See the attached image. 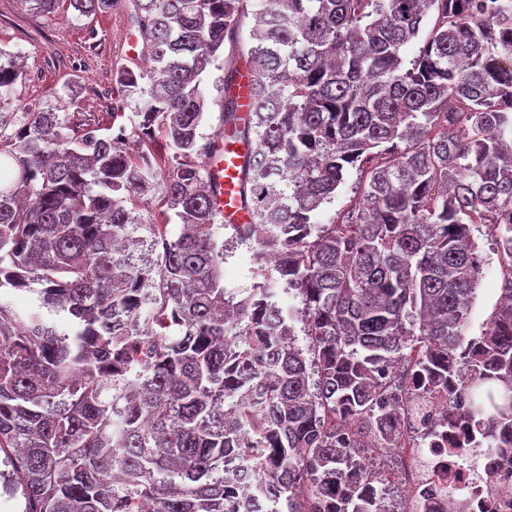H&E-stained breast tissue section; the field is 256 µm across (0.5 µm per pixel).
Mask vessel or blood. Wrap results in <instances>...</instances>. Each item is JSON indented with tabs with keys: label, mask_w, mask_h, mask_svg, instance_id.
Returning a JSON list of instances; mask_svg holds the SVG:
<instances>
[{
	"label": "vessel or blood",
	"mask_w": 512,
	"mask_h": 512,
	"mask_svg": "<svg viewBox=\"0 0 512 512\" xmlns=\"http://www.w3.org/2000/svg\"><path fill=\"white\" fill-rule=\"evenodd\" d=\"M219 153L212 159L215 174V207L228 224H244L250 217L240 199V167L244 147L232 139L218 145Z\"/></svg>",
	"instance_id": "vessel-or-blood-1"
}]
</instances>
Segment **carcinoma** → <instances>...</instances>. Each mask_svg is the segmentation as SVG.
<instances>
[{
    "instance_id": "cac0c4a2",
    "label": "carcinoma",
    "mask_w": 512,
    "mask_h": 512,
    "mask_svg": "<svg viewBox=\"0 0 512 512\" xmlns=\"http://www.w3.org/2000/svg\"><path fill=\"white\" fill-rule=\"evenodd\" d=\"M248 2L69 0L81 16L128 10L142 52L114 77L117 108L135 102L156 144L140 155L122 125L3 111L23 69L0 49V290L38 284L39 307L68 319L61 332L0 301V478L22 512H226L244 488L224 459L245 450L267 471L261 512H376L351 471L365 437L394 442L382 371L413 343L420 383L460 382L439 436L463 416L512 448V274L483 334L465 336L483 266L471 225L512 257V0H254L251 102H279L239 125L229 67L222 122L246 146L252 218L232 238L259 278L239 298L213 230L201 82ZM364 167L359 202L320 222ZM132 189L181 226L154 233L149 265L125 245ZM346 422L363 429L349 444Z\"/></svg>"
}]
</instances>
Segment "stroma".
<instances>
[{"mask_svg": "<svg viewBox=\"0 0 512 512\" xmlns=\"http://www.w3.org/2000/svg\"><path fill=\"white\" fill-rule=\"evenodd\" d=\"M129 31L121 9L81 17L66 4L46 14L31 10L24 0H0V48L18 53L26 72L21 99L35 108L52 105L63 85H74L77 95L67 110L77 123L88 118L102 128L115 122L129 129L136 124L134 106H125L121 117L112 115L117 97L113 74L125 63L123 42ZM127 206L143 223L135 254L149 260L154 227L164 221L163 206L157 197L137 194L130 195ZM472 236L484 257L466 330L475 337L499 304L500 284L512 272V258L499 253L488 225H474Z\"/></svg>", "mask_w": 512, "mask_h": 512, "instance_id": "1", "label": "stroma"}]
</instances>
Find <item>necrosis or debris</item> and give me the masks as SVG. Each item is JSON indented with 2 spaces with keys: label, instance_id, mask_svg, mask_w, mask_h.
<instances>
[{
  "label": "necrosis or debris",
  "instance_id": "obj_1",
  "mask_svg": "<svg viewBox=\"0 0 512 512\" xmlns=\"http://www.w3.org/2000/svg\"><path fill=\"white\" fill-rule=\"evenodd\" d=\"M416 359L409 353L386 372L404 397L395 445L380 451L390 466L377 482V500L387 512H480L491 502L494 512H512V448L440 447L434 429L445 398L416 386ZM224 472L248 488L247 495L231 500L228 512H252L268 485L263 470L241 454L225 463Z\"/></svg>",
  "mask_w": 512,
  "mask_h": 512
}]
</instances>
